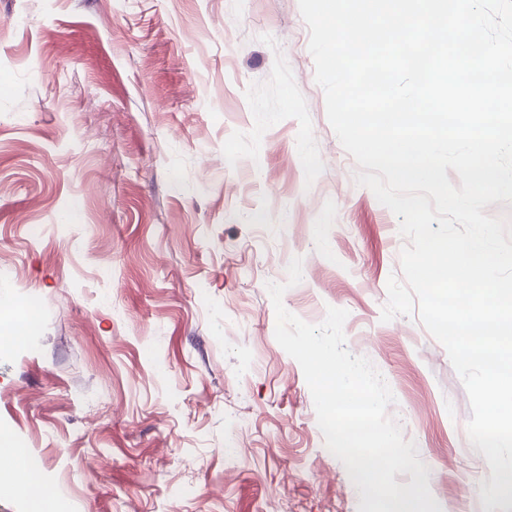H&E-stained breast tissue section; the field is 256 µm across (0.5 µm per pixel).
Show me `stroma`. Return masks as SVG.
Returning <instances> with one entry per match:
<instances>
[{"label": "stroma", "mask_w": 512, "mask_h": 512, "mask_svg": "<svg viewBox=\"0 0 512 512\" xmlns=\"http://www.w3.org/2000/svg\"><path fill=\"white\" fill-rule=\"evenodd\" d=\"M308 44L298 0H0V310L36 314L0 349V428L68 512H358L275 338L296 257L285 308L347 310L442 512H512L444 346L381 319L405 240Z\"/></svg>", "instance_id": "35a3bbf8"}]
</instances>
